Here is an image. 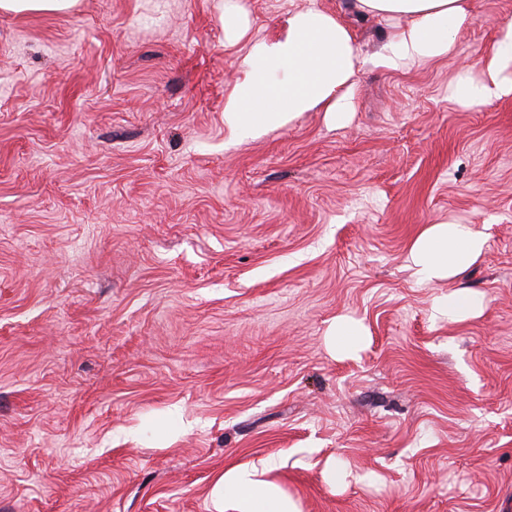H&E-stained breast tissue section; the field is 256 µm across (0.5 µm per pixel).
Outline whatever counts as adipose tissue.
I'll return each mask as SVG.
<instances>
[{
  "label": "adipose tissue",
  "mask_w": 512,
  "mask_h": 512,
  "mask_svg": "<svg viewBox=\"0 0 512 512\" xmlns=\"http://www.w3.org/2000/svg\"><path fill=\"white\" fill-rule=\"evenodd\" d=\"M363 18L385 22L391 33L371 55L362 54L344 16L312 5L293 11L275 38L249 41L239 76L224 101V126L235 139H257L282 129L304 113L321 111L341 126L353 107L358 73L367 68L404 72L442 60L460 31L474 21L471 0H353ZM512 19L495 26L492 51L480 75L462 67L448 97L482 106L512 94ZM484 235L455 219L426 225L405 257L422 283L452 279L478 262ZM220 503L233 499L237 512H298L295 503L258 469L225 471L210 489Z\"/></svg>",
  "instance_id": "obj_1"
}]
</instances>
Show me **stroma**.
Returning <instances> with one entry per match:
<instances>
[{
    "label": "stroma",
    "mask_w": 512,
    "mask_h": 512,
    "mask_svg": "<svg viewBox=\"0 0 512 512\" xmlns=\"http://www.w3.org/2000/svg\"><path fill=\"white\" fill-rule=\"evenodd\" d=\"M221 2L0 15V512H235L209 496L232 467L299 512H502L512 95L448 85L512 0H472L448 58L361 72L350 124L247 142ZM342 3L242 0L252 39ZM448 217L485 253L418 283L408 247ZM454 286L485 309L439 316ZM342 315L367 336L335 357Z\"/></svg>",
    "instance_id": "35a3bbf8"
}]
</instances>
